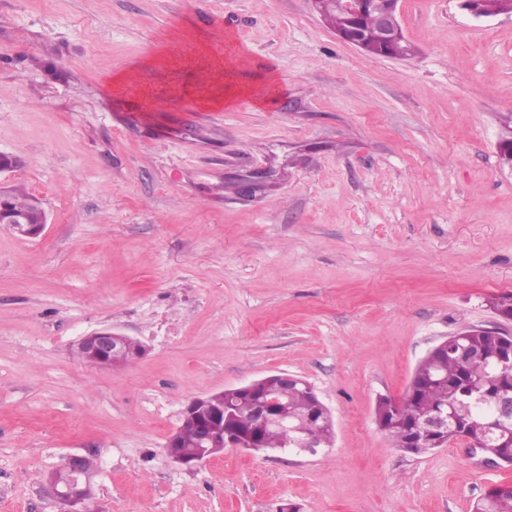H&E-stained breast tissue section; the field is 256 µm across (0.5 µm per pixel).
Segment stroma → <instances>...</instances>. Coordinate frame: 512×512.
Segmentation results:
<instances>
[{"label":"stroma","mask_w":512,"mask_h":512,"mask_svg":"<svg viewBox=\"0 0 512 512\" xmlns=\"http://www.w3.org/2000/svg\"><path fill=\"white\" fill-rule=\"evenodd\" d=\"M399 5L407 60L312 0H0V183L48 214L0 226V512H58L72 455L99 512H472L512 483L375 422L450 334H512L488 304L512 293V14ZM103 328L146 354L85 364ZM281 370L332 447L169 461L189 400ZM36 205L42 211L43 219L40 224H31L27 215L17 213L9 207L6 193L1 187L0 224H6L8 229L18 237L29 239L40 237L46 229L47 220L44 218V210L38 202H36Z\"/></svg>","instance_id":"1"}]
</instances>
